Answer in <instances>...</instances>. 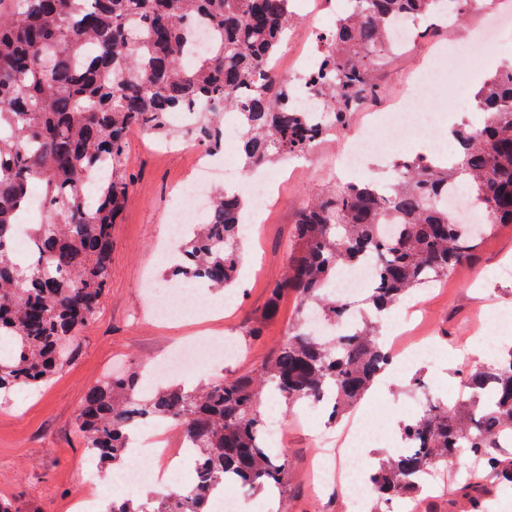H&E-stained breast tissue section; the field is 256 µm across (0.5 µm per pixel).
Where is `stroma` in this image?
I'll use <instances>...</instances> for the list:
<instances>
[{"label": "stroma", "instance_id": "1", "mask_svg": "<svg viewBox=\"0 0 512 512\" xmlns=\"http://www.w3.org/2000/svg\"><path fill=\"white\" fill-rule=\"evenodd\" d=\"M428 57L425 41L389 53L378 73L382 93L372 112L386 111ZM372 112L351 113L343 128L316 145V152L340 155L345 140L368 123ZM403 142L400 136L388 138L361 169H337L335 178L386 180L393 161L408 155ZM127 154L131 193L112 231L110 290L96 322L79 335L74 364L42 386L0 402V498L10 501L17 512H70L71 500L82 491L79 472L87 460L77 416L88 389L106 372L153 364L182 342L219 334L234 341L242 353L222 370L207 368L208 378L250 375L282 342L289 323L297 318L295 296H283L277 317L263 326L261 336L250 334L269 303L273 285L287 270L299 210L307 199L327 191L335 178L325 177L304 159L266 167V175L276 184L275 203L266 224L243 243L245 287L203 289L197 310L162 322L151 317L144 289L149 281L164 275L167 215L194 169L195 156L183 141L166 144L140 132L131 134ZM505 264L512 265V225L483 241L471 260L460 265L440 288L424 291V315L431 327L435 361L415 363L386 393L373 403H360L355 410L362 419L363 437L380 454L397 453L398 438L390 420L419 414L417 400L423 392L441 399L462 395L459 373L465 365L450 349V337H512L511 322L482 318L483 311L512 308V277L491 275L492 269ZM261 411L264 418L277 417L288 423L276 450L289 466L288 486L276 497L277 512H347L351 487H329L317 502L305 491L310 464L326 455L323 441L335 436L334 426L320 415L301 423L295 420L294 410L276 397L267 399Z\"/></svg>", "mask_w": 512, "mask_h": 512}]
</instances>
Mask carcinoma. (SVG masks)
<instances>
[{
    "label": "carcinoma",
    "instance_id": "1",
    "mask_svg": "<svg viewBox=\"0 0 512 512\" xmlns=\"http://www.w3.org/2000/svg\"><path fill=\"white\" fill-rule=\"evenodd\" d=\"M293 0H0V397L37 387L77 355L76 337L97 319L108 292L112 229L130 196L126 143L133 131L174 139L175 117L195 112V140L223 149L222 119L238 113L242 162L251 171L312 150L355 110L375 101L377 66L399 20L442 12L444 0H352L326 32L308 82L324 103L319 121L294 104V88L272 63L293 29ZM215 37L188 63L200 22ZM483 127L452 130L443 164L417 155L395 163L388 186L337 184L306 203L295 224L279 298L299 299L301 318L252 375L203 388L166 384L146 390L143 372L92 385L77 427L102 469L127 460L131 428L159 420L181 426L194 444L199 479L178 495L114 500L108 512H209L214 490L230 480L246 491L284 490L287 464L267 447L261 395L274 389L290 405L335 388L336 422L370 390L391 357L377 340L382 314L453 273L476 246L512 224V62L474 93ZM465 183L492 222L448 217V183ZM39 191L41 213L30 243L15 244L16 216ZM244 203L212 193L203 222L183 244L168 276L225 289L241 266ZM366 258L377 285L359 300L327 288L336 272ZM467 398L431 400L399 427L405 451L373 465L372 512L421 491L420 476L439 463L476 460L484 477L457 484L470 512H488L487 487L512 484V347L466 370Z\"/></svg>",
    "mask_w": 512,
    "mask_h": 512
}]
</instances>
